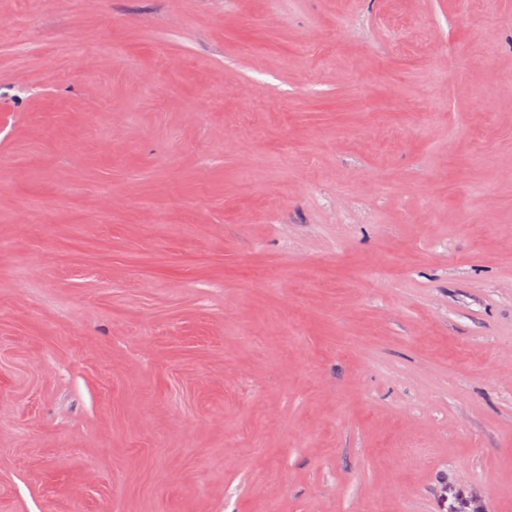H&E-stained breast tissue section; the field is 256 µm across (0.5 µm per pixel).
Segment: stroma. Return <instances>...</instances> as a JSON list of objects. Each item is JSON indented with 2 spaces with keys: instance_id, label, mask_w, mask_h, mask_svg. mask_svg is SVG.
<instances>
[{
  "instance_id": "35a3bbf8",
  "label": "stroma",
  "mask_w": 512,
  "mask_h": 512,
  "mask_svg": "<svg viewBox=\"0 0 512 512\" xmlns=\"http://www.w3.org/2000/svg\"><path fill=\"white\" fill-rule=\"evenodd\" d=\"M0 512H512V0H0Z\"/></svg>"
}]
</instances>
